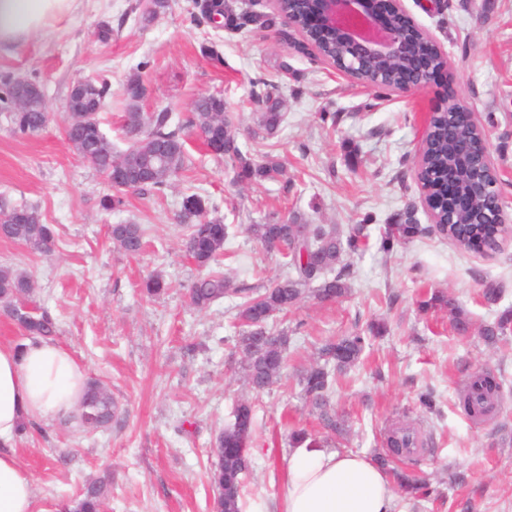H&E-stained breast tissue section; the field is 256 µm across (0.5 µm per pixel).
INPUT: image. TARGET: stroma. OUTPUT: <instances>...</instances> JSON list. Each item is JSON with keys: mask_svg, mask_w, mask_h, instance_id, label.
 Listing matches in <instances>:
<instances>
[{"mask_svg": "<svg viewBox=\"0 0 512 512\" xmlns=\"http://www.w3.org/2000/svg\"><path fill=\"white\" fill-rule=\"evenodd\" d=\"M169 3L147 22L145 0H76L70 13L0 53V91L7 79L28 77L42 87L50 116L47 128L29 137L15 134L0 111V196L35 206L44 223L59 228L52 257L0 239V263L32 275L31 306L51 313L56 342L88 378L106 385L117 406L107 431L54 424L17 440L38 512H67L82 484L103 476L112 483L104 512H211L210 448L246 397L254 402L256 435L244 476V512H271L293 430L372 459L384 453L383 430L395 418L412 422L430 448L401 465L432 489L428 499L405 502L406 512H512V333L490 348L478 333L457 335L446 313L425 314L417 305L437 288L452 294L477 325L512 310V241L487 257L460 250L430 228L412 161L437 88L394 93L371 108L365 88L295 49L299 35L277 17L273 0H225L233 13L272 19L270 26L240 31L210 21L195 0ZM401 5L447 52L459 98L480 119H493L490 151L512 223V0ZM104 26L111 30L105 41L98 36ZM89 78L110 85L99 120L116 150L130 142L122 127L123 91L136 78L145 89L144 112L165 109L182 118L196 96L222 97L241 150L254 159L277 158L287 184L237 183L230 164L187 130L186 166L168 186L128 195L121 213L103 211L109 185L63 133L67 94ZM255 80L276 85L286 101L279 132L265 139L247 134L253 114L263 109L251 94ZM193 193L234 225L223 269L245 289L276 278L283 263L248 238L246 225L292 211L313 224L368 225L369 247L347 258V296L330 305L308 299L289 314L287 367L256 396L231 354L239 296L202 311L189 304L187 287L200 271L182 251L184 230L175 216ZM410 219L426 226V234L391 252L380 250L385 225ZM119 222L146 225L141 255L131 258L113 247L108 227ZM152 274L169 285L158 299L139 292ZM491 281L505 286L493 305L482 296ZM377 318L387 320L388 334L366 346L332 396L346 421L339 441L306 403L298 372L318 343ZM479 368L509 380L502 409L481 423L457 404L459 389ZM428 390L435 407L425 411L418 399Z\"/></svg>", "mask_w": 512, "mask_h": 512, "instance_id": "1", "label": "stroma"}]
</instances>
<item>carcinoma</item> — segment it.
<instances>
[{
  "instance_id": "1",
  "label": "carcinoma",
  "mask_w": 512,
  "mask_h": 512,
  "mask_svg": "<svg viewBox=\"0 0 512 512\" xmlns=\"http://www.w3.org/2000/svg\"><path fill=\"white\" fill-rule=\"evenodd\" d=\"M306 0H278L277 13L293 17L299 27L305 24ZM267 24L260 14L245 13L229 16V24L240 29L250 24ZM306 40L316 48V56L323 62L348 72L357 83L374 89L376 97L383 98L405 81L425 78L413 58L383 61L355 62L343 46L332 36L314 35L304 31ZM414 54L425 56L433 68H448V56L430 52L421 40L415 42ZM139 80L132 79L124 89L126 102L124 129L131 138L129 147L117 151L100 129L96 103L103 102L110 87L104 80L95 84L97 101L86 100L91 110L89 118L80 126H73L67 117L65 137L68 143L90 162L106 181H111L112 167L121 163L126 154L136 156L141 164L152 171L150 181L134 191L160 190L181 169L186 161L185 144L180 128L172 126V115L166 110L145 113L140 111V96L135 93ZM264 111L253 116L250 135L254 138L274 135L284 119L280 112L279 95L266 92ZM8 117L13 131L21 135H34L42 131L49 121L45 102H39L31 112H10ZM204 146L214 140L224 141V160L230 163L236 181L261 185L279 182L285 176L284 166L273 158L259 162L243 154L237 143L236 127L224 106L210 97L200 96L192 103L187 119ZM482 153L481 130L461 126L442 112L436 115L425 130L421 147L414 159L415 173L431 192L453 177L459 193L474 195L467 211L439 209L437 221L446 226L447 237L459 249L478 252L491 249L501 239L502 228L496 224L497 173L486 170L482 185L471 181V168ZM125 188H112V193L101 199L103 209L120 212L126 206ZM177 222L187 231L184 248L188 257L199 268L210 272L194 281L189 288L192 304L202 310L237 293L232 281L219 270L212 269L224 255L229 237V225L217 216H210L206 201L197 194L183 199ZM245 231L256 241L271 249L273 243L283 246L279 254L286 259L287 271L263 286L262 290L247 294L236 306V320L240 328L239 346L245 362V381L249 388L260 394L276 383L286 363V350L290 343L288 332L277 329L275 317L288 316L306 297L321 304L334 303L349 290L350 265L345 256L366 245L368 234L362 224L343 231L335 224H311L299 213L286 219H272L263 224H249ZM425 234L419 224H387L381 235V249L389 252L398 244H406ZM145 229L140 224L120 223L110 227L112 244L129 256L140 254L145 245ZM0 238L16 243L29 253L48 257L55 252L57 232L54 225L42 222L39 212L28 205L12 204L0 199ZM34 281L27 272L13 266L0 265V307L23 331L27 339H50L56 334V324L48 312H24L28 298L33 294ZM424 311H446L455 331L472 327L468 313L458 305L452 295L435 290L420 300ZM512 329V314L505 313L496 321L481 328V336L488 345L497 344ZM386 331L383 321L371 322L365 329L347 336L324 340L316 357L303 370L299 384L305 400L316 410L324 428L336 436L345 432V421L331 410V398L338 377L360 360L366 342ZM507 378L502 373L479 370L474 373L466 391L459 398V406L469 418H478L488 406L501 396ZM116 405L110 391L100 382L90 380L84 394L80 425L89 432L112 427ZM255 435L252 401L242 399L236 406L235 421L220 431L211 449L210 478L214 492L212 512H243L242 474L234 458L224 455L226 448H250ZM399 490L411 497L424 495V485L412 475L395 473ZM109 492L107 478L90 481L71 502L69 512H101Z\"/></svg>"
}]
</instances>
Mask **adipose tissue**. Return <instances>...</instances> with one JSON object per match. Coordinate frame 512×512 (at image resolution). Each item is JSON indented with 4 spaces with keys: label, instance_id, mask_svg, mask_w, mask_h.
<instances>
[{
    "label": "adipose tissue",
    "instance_id": "obj_1",
    "mask_svg": "<svg viewBox=\"0 0 512 512\" xmlns=\"http://www.w3.org/2000/svg\"><path fill=\"white\" fill-rule=\"evenodd\" d=\"M72 0H0V47L40 31ZM87 380L61 345L0 344V512H36L32 479L13 445L22 423L45 425L73 414ZM273 512H400L385 469L365 456L301 443L283 459Z\"/></svg>",
    "mask_w": 512,
    "mask_h": 512
}]
</instances>
